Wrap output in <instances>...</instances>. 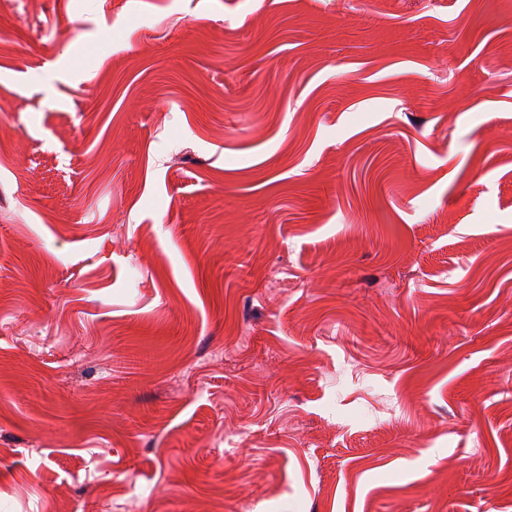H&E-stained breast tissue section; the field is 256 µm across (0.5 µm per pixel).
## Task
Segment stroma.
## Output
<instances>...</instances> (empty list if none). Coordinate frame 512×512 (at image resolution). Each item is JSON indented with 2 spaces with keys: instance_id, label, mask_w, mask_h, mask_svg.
Returning a JSON list of instances; mask_svg holds the SVG:
<instances>
[{
  "instance_id": "stroma-1",
  "label": "stroma",
  "mask_w": 512,
  "mask_h": 512,
  "mask_svg": "<svg viewBox=\"0 0 512 512\" xmlns=\"http://www.w3.org/2000/svg\"><path fill=\"white\" fill-rule=\"evenodd\" d=\"M512 512V0H0V512Z\"/></svg>"
}]
</instances>
